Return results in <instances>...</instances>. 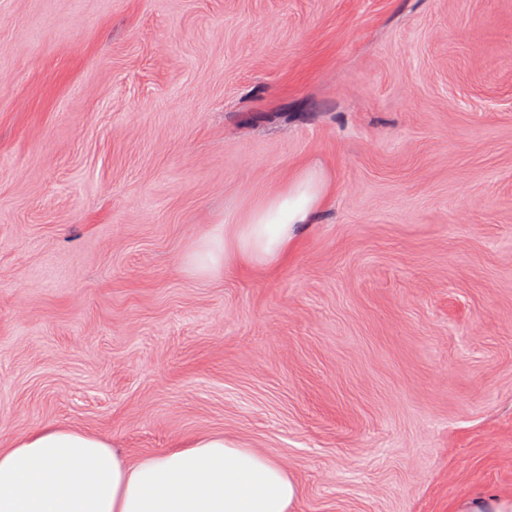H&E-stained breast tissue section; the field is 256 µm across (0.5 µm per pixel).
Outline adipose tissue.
Listing matches in <instances>:
<instances>
[{
    "mask_svg": "<svg viewBox=\"0 0 512 512\" xmlns=\"http://www.w3.org/2000/svg\"><path fill=\"white\" fill-rule=\"evenodd\" d=\"M325 190L321 170L302 169L232 223L212 225L189 266L211 276L283 259ZM296 497L279 463L221 435L134 463L105 438L64 426L0 448V512H290Z\"/></svg>",
    "mask_w": 512,
    "mask_h": 512,
    "instance_id": "adipose-tissue-1",
    "label": "adipose tissue"
}]
</instances>
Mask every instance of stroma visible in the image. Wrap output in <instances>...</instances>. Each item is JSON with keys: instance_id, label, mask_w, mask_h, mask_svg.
Returning <instances> with one entry per match:
<instances>
[{"instance_id": "stroma-1", "label": "stroma", "mask_w": 512, "mask_h": 512, "mask_svg": "<svg viewBox=\"0 0 512 512\" xmlns=\"http://www.w3.org/2000/svg\"><path fill=\"white\" fill-rule=\"evenodd\" d=\"M303 165L287 261L191 269ZM44 425L512 496V0H0V448Z\"/></svg>"}]
</instances>
